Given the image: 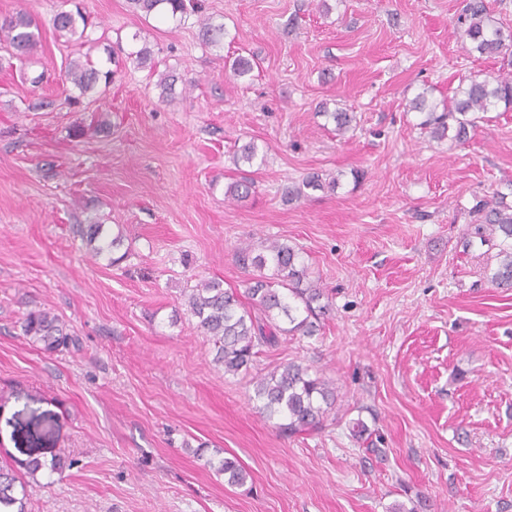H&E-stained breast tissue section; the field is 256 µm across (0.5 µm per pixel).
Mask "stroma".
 I'll list each match as a JSON object with an SVG mask.
<instances>
[{
  "label": "stroma",
  "mask_w": 512,
  "mask_h": 512,
  "mask_svg": "<svg viewBox=\"0 0 512 512\" xmlns=\"http://www.w3.org/2000/svg\"><path fill=\"white\" fill-rule=\"evenodd\" d=\"M462 3L206 0L224 28L208 46L195 16L144 18L128 0H0L41 44L27 64L0 45V467L27 482L26 512H512V290L491 284L498 248L471 222L512 186V110L459 144L408 109L497 74L501 59L463 48ZM77 6L84 43L52 26ZM84 55L111 77L82 96L66 67ZM240 55L253 70L235 77ZM323 104L355 112V130L338 136ZM249 141L264 162L235 165ZM314 172L336 189L285 199ZM243 177L255 192L225 202ZM93 221L122 234L121 261L76 234ZM267 239L299 248L333 303L317 335L281 337L254 366L333 383L309 436L260 413L185 305L203 280L244 292L236 249ZM34 310L75 344L23 336ZM33 458L60 468L29 476Z\"/></svg>",
  "instance_id": "1"
}]
</instances>
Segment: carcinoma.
Returning a JSON list of instances; mask_svg holds the SVG:
<instances>
[{
	"label": "carcinoma",
	"mask_w": 512,
	"mask_h": 512,
	"mask_svg": "<svg viewBox=\"0 0 512 512\" xmlns=\"http://www.w3.org/2000/svg\"><path fill=\"white\" fill-rule=\"evenodd\" d=\"M129 3L133 12L145 15L161 11L173 19L197 16L202 41L207 45L219 44L224 35V27L213 26L204 14L201 0H129ZM458 23L465 26L464 35L469 42L466 52L485 58L512 57V32L506 33L497 25L483 0H465ZM53 28L67 39L87 38V19L79 10L57 12ZM37 29L35 19L26 14L6 16L0 20V43H6L17 59L31 60L40 45ZM102 77L110 78V72H101L88 59L68 64L67 78L83 94L93 90ZM501 104L506 109L512 107L511 70L495 77L467 80L441 110L420 93L410 101L409 110L424 115L420 126L429 130L432 138L443 140L450 136L453 141L464 143L485 114ZM320 113L332 120L340 135L353 128L352 112L339 108L330 112L323 106ZM253 188L254 183L247 179L232 182L224 192V199L241 200ZM505 198V194L496 192L476 205L474 230L482 243L500 240V261L490 282L498 288L511 289L512 206ZM79 233L98 256L108 255L122 245V237L108 238L101 224H88ZM238 256L242 264L256 269L247 288L250 305H245L236 292L224 288L218 280L202 281L185 300L191 315L198 319V328L214 343L215 362L223 366L224 373L233 375L249 373L259 348L273 347L283 336L316 335L320 320L331 312L330 303H321L323 289L309 280L308 266L296 247L277 240L264 241L257 247L252 244L239 247ZM22 330L32 342L41 343L47 349L71 341L59 320L46 311L30 312ZM254 391L261 402V413L280 420L277 428L290 437L321 430L336 405L332 384L311 373L308 367L295 363L255 376ZM220 471L230 485L245 483L246 472L234 459H224ZM26 493V483H18L14 474L0 469V512H25Z\"/></svg>",
	"instance_id": "1"
}]
</instances>
